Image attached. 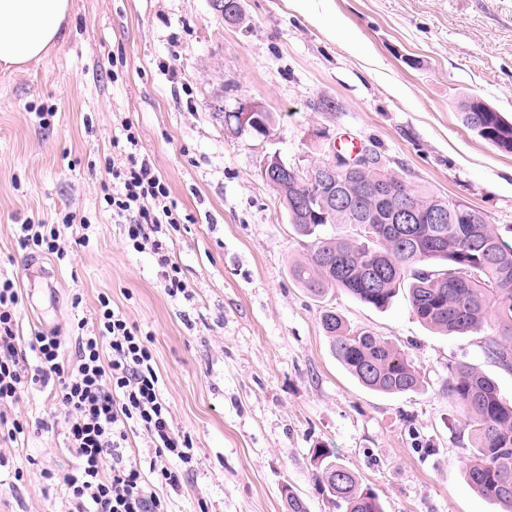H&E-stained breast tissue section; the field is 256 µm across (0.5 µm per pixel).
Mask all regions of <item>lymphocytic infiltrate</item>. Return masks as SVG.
Segmentation results:
<instances>
[{
	"label": "lymphocytic infiltrate",
	"instance_id": "f902f5d3",
	"mask_svg": "<svg viewBox=\"0 0 512 512\" xmlns=\"http://www.w3.org/2000/svg\"><path fill=\"white\" fill-rule=\"evenodd\" d=\"M123 130L126 163L113 168L114 186L105 199L133 249L155 256L164 270V287L174 296L185 292L187 284L164 235L181 217L167 183L141 154L133 124L124 123ZM17 235L23 247L65 255L59 225L22 224ZM21 301L14 280L0 279V441L17 443L26 433L24 423L4 408L19 399L28 360L36 358L40 381L56 389L69 446L80 460L62 475L42 469L44 488L63 484L71 512H169L165 497L146 491L145 476L154 474L161 485L179 489L183 467L192 461L193 442L174 426L161 395L149 334L129 325L109 298L100 297L95 325L77 323L76 358L70 361L60 353L59 337L39 334L23 345L18 332ZM131 429L146 435L155 450L157 459L148 467L124 461L119 453Z\"/></svg>",
	"mask_w": 512,
	"mask_h": 512
}]
</instances>
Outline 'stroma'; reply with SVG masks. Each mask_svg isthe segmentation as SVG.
Wrapping results in <instances>:
<instances>
[{
	"instance_id": "1",
	"label": "stroma",
	"mask_w": 512,
	"mask_h": 512,
	"mask_svg": "<svg viewBox=\"0 0 512 512\" xmlns=\"http://www.w3.org/2000/svg\"><path fill=\"white\" fill-rule=\"evenodd\" d=\"M249 26L225 24L210 0H71L66 39L47 58L0 70V278L23 293L19 330L64 338L109 297L151 334L160 390L193 440L180 490L151 483L172 512H286L292 488L309 512H339L312 451L334 449L385 512H501L465 482L470 433L448 395L451 366L495 379L483 333L442 336L405 294L379 310L335 289L313 298L290 276L297 236L261 176L268 156L309 168L350 139L407 183L462 199L512 240V153L461 123L457 99L485 100L512 121V0H242ZM272 112L268 136L224 123L237 101ZM139 135L170 197L191 221L172 233L186 292L170 296L150 251L127 246L102 186L123 122ZM87 219L67 255L23 248L17 225ZM405 351L419 391L362 387L336 361L324 308ZM26 426L5 448L0 512H68L41 469L77 460L51 386L29 382L7 408ZM27 469L14 483L11 468Z\"/></svg>"
}]
</instances>
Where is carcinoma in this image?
Masks as SVG:
<instances>
[{
    "label": "carcinoma",
    "instance_id": "carcinoma-1",
    "mask_svg": "<svg viewBox=\"0 0 512 512\" xmlns=\"http://www.w3.org/2000/svg\"><path fill=\"white\" fill-rule=\"evenodd\" d=\"M476 98L464 95L456 109L465 127L491 145L512 152V123L498 112H481ZM387 180L394 197L412 202L421 216L411 236L390 221L389 202L361 193V188ZM354 197L343 209L324 208L326 193ZM294 232L312 239L307 257L289 268L291 277L314 297L334 288L377 309L389 307L402 288L415 317L446 335L486 331L483 351L497 367L512 372V245L474 212L465 223L458 212L470 207L426 189H414L399 176L372 164L359 173L336 171L328 190L307 178L288 180L276 190ZM448 222L432 224L438 207ZM350 227L348 234L324 233L328 225ZM372 228L361 235L357 225ZM320 323L332 355L365 388L386 393L416 392L423 381L408 354L363 330H353L340 314L326 309ZM448 396L463 412L462 425L472 436L464 464L466 483L477 494L512 512V403L497 382L470 365L451 369ZM318 482L343 512H384L376 493L362 485L355 472L331 455L316 473Z\"/></svg>",
    "mask_w": 512,
    "mask_h": 512
}]
</instances>
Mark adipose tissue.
<instances>
[{
	"label": "adipose tissue",
	"instance_id": "adipose-tissue-1",
	"mask_svg": "<svg viewBox=\"0 0 512 512\" xmlns=\"http://www.w3.org/2000/svg\"><path fill=\"white\" fill-rule=\"evenodd\" d=\"M70 0H0V66L45 59L65 39Z\"/></svg>",
	"mask_w": 512,
	"mask_h": 512
}]
</instances>
